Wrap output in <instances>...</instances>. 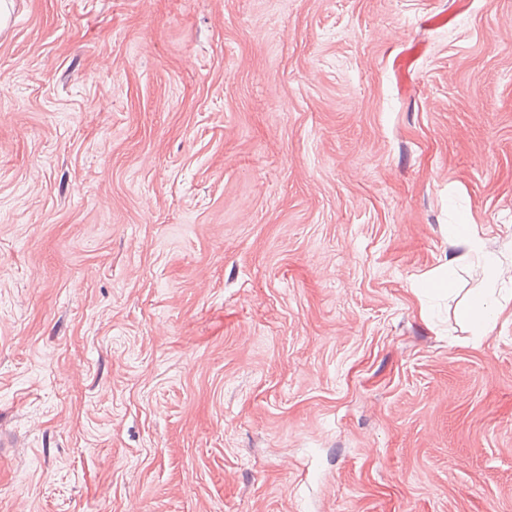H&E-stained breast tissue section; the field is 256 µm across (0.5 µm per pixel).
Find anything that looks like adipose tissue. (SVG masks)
<instances>
[{
  "instance_id": "adipose-tissue-1",
  "label": "adipose tissue",
  "mask_w": 512,
  "mask_h": 512,
  "mask_svg": "<svg viewBox=\"0 0 512 512\" xmlns=\"http://www.w3.org/2000/svg\"><path fill=\"white\" fill-rule=\"evenodd\" d=\"M452 237L455 245L463 248L465 255L483 262L484 277L480 288L458 302L462 316L470 323L473 331L482 334L498 319L503 310L495 294L504 269L497 256L484 251L477 225H453Z\"/></svg>"
}]
</instances>
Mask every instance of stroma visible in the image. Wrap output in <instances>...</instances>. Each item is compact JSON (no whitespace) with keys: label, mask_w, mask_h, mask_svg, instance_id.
I'll return each instance as SVG.
<instances>
[{"label":"stroma","mask_w":512,"mask_h":512,"mask_svg":"<svg viewBox=\"0 0 512 512\" xmlns=\"http://www.w3.org/2000/svg\"><path fill=\"white\" fill-rule=\"evenodd\" d=\"M512 0H13L0 512H512ZM452 226L454 245L461 246L464 249V255L448 259V264L440 266L441 273L422 279L419 282V288L428 295L448 294L449 298L455 294L456 290L457 262L468 256L482 259L484 277L480 288L462 297L457 305L473 331L484 334L504 309L495 297L504 269L497 256L484 252L477 225L454 224Z\"/></svg>","instance_id":"stroma-1"}]
</instances>
